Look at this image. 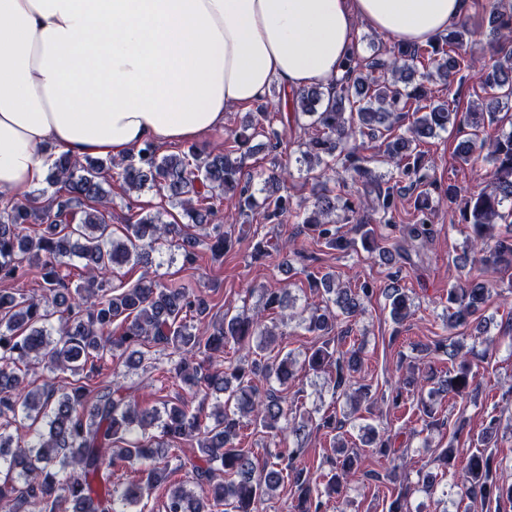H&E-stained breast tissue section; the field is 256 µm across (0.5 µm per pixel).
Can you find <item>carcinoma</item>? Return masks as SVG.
Masks as SVG:
<instances>
[{"label":"carcinoma","mask_w":512,"mask_h":512,"mask_svg":"<svg viewBox=\"0 0 512 512\" xmlns=\"http://www.w3.org/2000/svg\"><path fill=\"white\" fill-rule=\"evenodd\" d=\"M484 9L492 35L486 60L476 55L471 30L461 20L423 44L396 41L383 53L355 52L333 93L305 89L287 113L282 96L263 100L217 153L162 154L146 143L119 161L62 154L49 168L46 182L57 190L48 203L34 194L22 202L0 195V280L22 283L34 268L42 290L0 291V465L6 467L0 512H61L64 504L71 512H153L149 503L160 489L162 512H261L285 482L294 489L297 512H323L348 481L369 479L347 426L358 424L361 447L381 458H401L392 438L369 423L375 400L370 386L357 381L360 350L335 337L348 333L341 324L356 321L378 293L394 324L415 315L400 281L423 263L434 234L435 162L421 145L456 124L452 87L465 69L478 76L484 96L466 113L473 133L459 141L456 156L466 163L484 152L492 169L480 190L463 194L450 183L445 196L458 223L469 229L480 267L512 277V130L479 137L498 121L503 102L512 100V0H485ZM302 117L307 123H300ZM294 128L301 147L297 161L320 186L305 210L288 195L291 172L279 161ZM367 140L380 142L392 169L378 171V155L364 153ZM260 151L272 157L273 167L261 174L259 200L244 169ZM111 170L126 194L153 190L181 209L186 222L171 224L160 211L142 212L114 236L111 192L104 188ZM407 188L415 198L405 218L398 199ZM228 195L246 224L293 216L329 250L360 248L379 258L392 268L389 284L380 288L365 279L352 288L334 273H310L308 287L321 295L319 304L286 314L294 303L285 283L259 289L260 304L250 312L227 309L217 316L209 296L185 284H164L147 272L131 285L123 281L125 266L147 268L164 247L178 252L186 269L195 267L204 249L216 259L233 250L245 230L213 223L215 201ZM379 224L402 229L385 237ZM273 256L292 272L301 254L280 239L253 244L252 259ZM497 287L478 277L460 279L446 297L452 313L445 330H475L484 336L486 354L499 340L486 336L487 320L478 312ZM273 315L298 319L322 338L320 345L301 360L283 351L275 326L267 324ZM228 347L243 355L225 360ZM420 352L446 354L451 367L434 377L421 374L415 361L400 359L391 406L412 405L417 420L432 428L439 399L475 402L480 387L464 341L438 339ZM108 359L112 380L95 381ZM147 363L158 378L193 391L197 405L177 394L159 408H141L120 381L119 367L137 370ZM300 370L325 376L332 396L345 397L349 414L325 412L316 420L293 414L288 384ZM249 425L274 446L262 459L242 446ZM465 427L457 418L452 441L436 449L434 467L417 472L415 489L431 496L438 477L449 472L458 477L449 490L481 501L487 512H512V482L500 479L495 451L498 417L486 419L472 440L474 450L462 458L454 442ZM312 428L330 436V471L319 478L301 462ZM21 429L30 435L24 444L15 442ZM186 442L197 451L186 454ZM129 466L137 476L117 484L114 476ZM180 471L191 480L174 481ZM411 489L392 493L388 512H410Z\"/></svg>","instance_id":"1"}]
</instances>
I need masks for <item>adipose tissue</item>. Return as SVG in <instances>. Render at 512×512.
<instances>
[{"mask_svg": "<svg viewBox=\"0 0 512 512\" xmlns=\"http://www.w3.org/2000/svg\"><path fill=\"white\" fill-rule=\"evenodd\" d=\"M468 0H0V189L52 154L116 159L221 129L226 112L330 88L363 23L424 43Z\"/></svg>", "mask_w": 512, "mask_h": 512, "instance_id": "adipose-tissue-1", "label": "adipose tissue"}]
</instances>
